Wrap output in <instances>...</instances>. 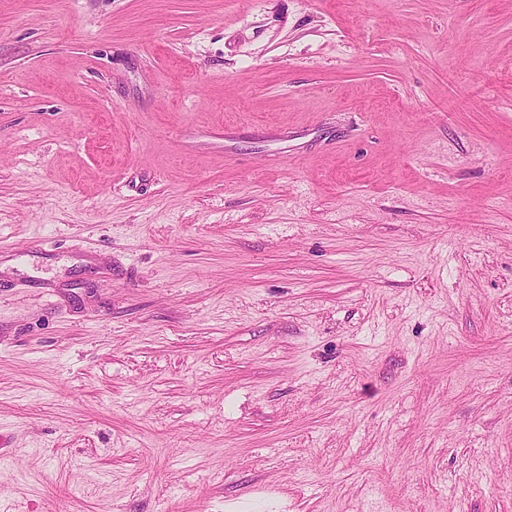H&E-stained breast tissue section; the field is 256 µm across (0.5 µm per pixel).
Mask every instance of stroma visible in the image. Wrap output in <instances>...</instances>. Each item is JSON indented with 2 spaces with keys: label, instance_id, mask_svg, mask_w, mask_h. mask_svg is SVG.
Here are the masks:
<instances>
[{
  "label": "stroma",
  "instance_id": "35a3bbf8",
  "mask_svg": "<svg viewBox=\"0 0 512 512\" xmlns=\"http://www.w3.org/2000/svg\"><path fill=\"white\" fill-rule=\"evenodd\" d=\"M0 512H512V0H0Z\"/></svg>",
  "mask_w": 512,
  "mask_h": 512
}]
</instances>
